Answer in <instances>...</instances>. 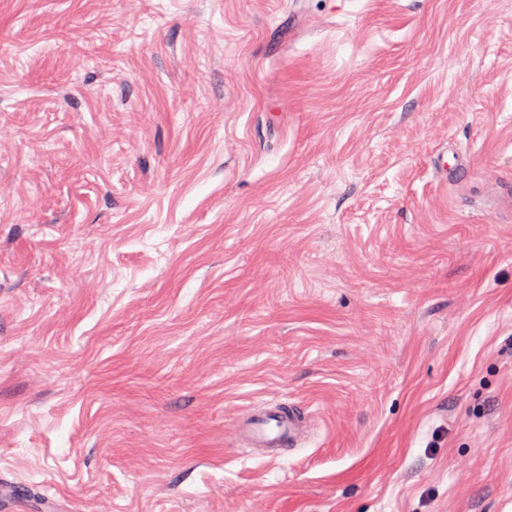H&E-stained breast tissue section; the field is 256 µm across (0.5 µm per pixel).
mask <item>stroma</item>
<instances>
[{"label": "stroma", "instance_id": "35a3bbf8", "mask_svg": "<svg viewBox=\"0 0 512 512\" xmlns=\"http://www.w3.org/2000/svg\"><path fill=\"white\" fill-rule=\"evenodd\" d=\"M509 187L512 0H0V512H512ZM237 428L247 444L254 448H300L309 431L305 417L288 404L258 406L237 423Z\"/></svg>", "mask_w": 512, "mask_h": 512}]
</instances>
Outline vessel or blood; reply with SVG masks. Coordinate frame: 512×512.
<instances>
[{
    "label": "vessel or blood",
    "mask_w": 512,
    "mask_h": 512,
    "mask_svg": "<svg viewBox=\"0 0 512 512\" xmlns=\"http://www.w3.org/2000/svg\"><path fill=\"white\" fill-rule=\"evenodd\" d=\"M247 444L255 448L301 447L309 431L305 417L297 409L282 406L257 407L237 423Z\"/></svg>",
    "instance_id": "b4317fda"
}]
</instances>
